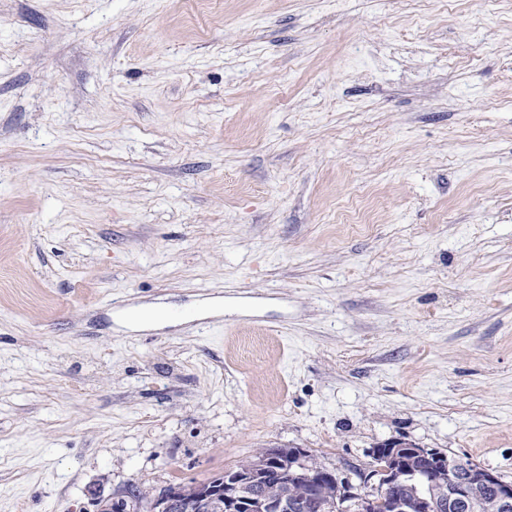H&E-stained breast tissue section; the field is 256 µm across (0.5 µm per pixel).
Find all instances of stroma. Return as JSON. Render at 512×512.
<instances>
[{
	"label": "stroma",
	"mask_w": 512,
	"mask_h": 512,
	"mask_svg": "<svg viewBox=\"0 0 512 512\" xmlns=\"http://www.w3.org/2000/svg\"><path fill=\"white\" fill-rule=\"evenodd\" d=\"M387 440L512 481V0H0V512ZM138 317L129 316L131 328H141L156 323L167 322L170 318L168 309L159 305H141L137 307Z\"/></svg>",
	"instance_id": "35a3bbf8"
}]
</instances>
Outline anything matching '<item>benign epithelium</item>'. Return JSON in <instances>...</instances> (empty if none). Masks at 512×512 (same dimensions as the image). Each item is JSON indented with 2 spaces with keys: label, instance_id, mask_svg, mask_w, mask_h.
<instances>
[{
  "label": "benign epithelium",
  "instance_id": "7a95c632",
  "mask_svg": "<svg viewBox=\"0 0 512 512\" xmlns=\"http://www.w3.org/2000/svg\"><path fill=\"white\" fill-rule=\"evenodd\" d=\"M405 454H414L429 462L412 470L404 465ZM372 469L358 472L362 483L377 479L374 495L353 492L350 481L330 468L312 469L309 451L304 448L274 449L266 454L260 468L277 471L280 481L269 488L256 480L237 495L210 490L195 503L185 505L187 512H308L320 502L312 489L334 483L345 490L346 498L356 500L360 512H378L391 489L400 486L404 498L392 504V512H512V482L469 461L402 441H386L374 449ZM180 489L166 488L156 496L159 512L179 503Z\"/></svg>",
  "mask_w": 512,
  "mask_h": 512
}]
</instances>
